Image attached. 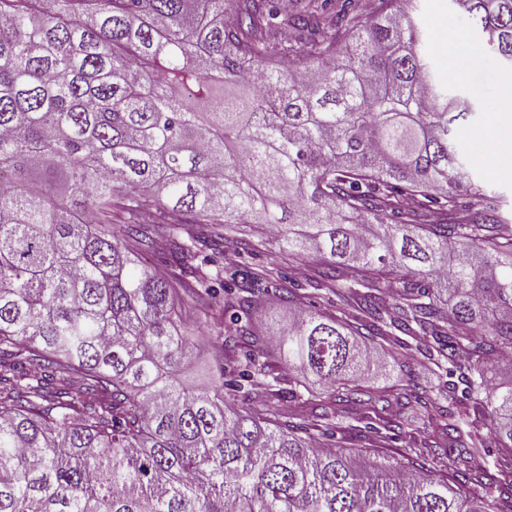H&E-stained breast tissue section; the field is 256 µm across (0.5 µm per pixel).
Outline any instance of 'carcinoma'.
Segmentation results:
<instances>
[{"label":"carcinoma","instance_id":"obj_1","mask_svg":"<svg viewBox=\"0 0 512 512\" xmlns=\"http://www.w3.org/2000/svg\"><path fill=\"white\" fill-rule=\"evenodd\" d=\"M416 2L0 0V512H512V467L496 496L466 488L489 442L512 457V229L469 200L476 105L435 79ZM450 2L512 64V0ZM208 224L275 229L355 324L251 331L294 292L273 263L209 272ZM158 238L198 303L232 282L255 351L212 387L179 381L177 289L142 255ZM395 330L431 337L461 394L365 384L357 337ZM272 360L322 387L320 434L224 397L228 375L276 398ZM392 407V462L319 441ZM445 438L444 469L410 468Z\"/></svg>","mask_w":512,"mask_h":512}]
</instances>
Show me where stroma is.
Returning a JSON list of instances; mask_svg holds the SVG:
<instances>
[{
    "label": "stroma",
    "instance_id": "1",
    "mask_svg": "<svg viewBox=\"0 0 512 512\" xmlns=\"http://www.w3.org/2000/svg\"><path fill=\"white\" fill-rule=\"evenodd\" d=\"M419 20L425 31L442 45V53L431 59L436 77L454 75L452 92L473 96L482 106L476 116L464 125L459 146L467 169L498 213L501 223L512 225V174L496 170L491 159L490 145L496 137L491 129L492 114L498 104L499 89L506 79L512 78V68L503 65L473 32L465 14L453 8L450 0H418ZM225 243L230 249V261L257 268L277 262L287 287L293 288L303 308L336 312L338 299H326L307 287L306 278L298 271L297 262L281 254L275 242L267 238L263 225H220ZM182 318L190 329L195 347L194 362L183 368L179 378L183 386L195 389L217 379L216 359L223 340L231 335L229 320L222 306L213 307L208 314H200L189 303H182ZM224 394L238 404H250L258 409H272L275 419L283 423L308 425L315 418L311 406H301L290 394H281L279 400L269 401L264 389L237 391L225 387Z\"/></svg>",
    "mask_w": 512,
    "mask_h": 512
}]
</instances>
